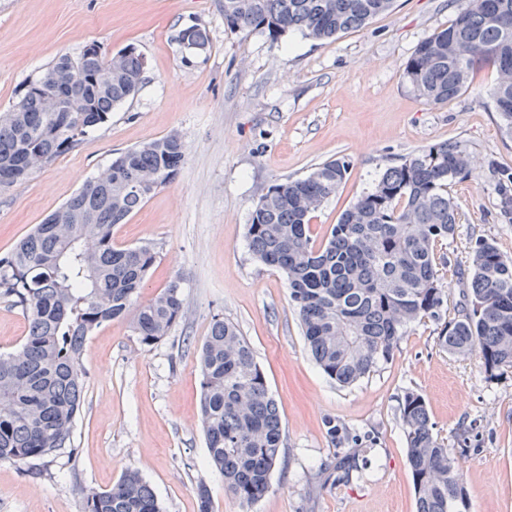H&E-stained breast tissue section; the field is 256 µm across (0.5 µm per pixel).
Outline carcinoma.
I'll list each match as a JSON object with an SVG mask.
<instances>
[{"label": "carcinoma", "instance_id": "cac0c4a2", "mask_svg": "<svg viewBox=\"0 0 512 512\" xmlns=\"http://www.w3.org/2000/svg\"><path fill=\"white\" fill-rule=\"evenodd\" d=\"M393 0H224V25L233 32L266 31L276 39L299 31L327 40L362 27L389 10ZM459 38L470 56L448 54ZM512 54V0H468L448 27L421 41L404 75L429 104H444L469 87L483 64L499 79L488 90L504 132L512 137V72L491 54ZM78 57L60 56L29 81L16 111L0 120V189L29 176L28 159L47 162L108 121L112 110L136 95L144 71L134 52L124 76L102 86L97 73L110 67L100 46ZM56 75L65 111L48 112L41 91ZM185 146L171 133L118 153L103 174L110 189L91 179L57 212L0 257V296L28 321L20 347L0 357V462L34 465L60 448L72 447L73 425L84 402L81 354L88 336L125 317L143 288L157 252L142 244L123 247L113 228L176 175ZM470 165L456 141L421 150L380 173L374 187L341 215L321 244L311 221L320 206L347 180L349 163L333 159L307 177L271 185L258 199L247 224L250 250L262 264L281 271L303 327L310 353L325 375L352 385L386 359L408 325L429 319L440 325L437 344L450 355L477 350L485 374L499 378L512 368V260L494 243L477 242L470 272L472 308L446 321V288L439 273L438 242L454 236L458 211L448 180ZM150 174L146 191L130 185ZM497 207L512 221V169L497 171ZM91 212L87 224L73 218ZM184 314L180 284L173 281L140 303L132 328L141 345L161 342ZM200 417L211 467L225 490L243 505L266 495L282 445V421L265 376L234 324L215 317L199 351ZM417 512H470V500L452 453L434 432L423 396L407 390L399 402ZM331 443L354 435L326 420ZM354 453L340 452L326 481L348 483L364 470ZM197 512H213L208 487H196ZM83 512H162L151 486L128 470L111 487L85 496Z\"/></svg>", "mask_w": 512, "mask_h": 512}]
</instances>
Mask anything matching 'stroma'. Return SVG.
I'll return each mask as SVG.
<instances>
[{"instance_id": "35a3bbf8", "label": "stroma", "mask_w": 512, "mask_h": 512, "mask_svg": "<svg viewBox=\"0 0 512 512\" xmlns=\"http://www.w3.org/2000/svg\"><path fill=\"white\" fill-rule=\"evenodd\" d=\"M468 0H394L389 11L336 39L290 31L279 38L224 25L221 0H0V111L61 55L89 43L105 53L132 46L146 61L140 89L108 122L29 178L0 190V252L59 209L105 170L114 153L178 133V175L116 225L117 244L154 243L157 258L141 299L179 280L184 315L167 337L142 346L129 320L86 340L84 405L73 445L30 469L0 463V512H82L90 491L140 470L164 512H197L206 483L215 512H416L399 419L405 391L421 394L439 438L466 440L459 469L471 512H512V369L485 378L479 353L452 356L429 320L408 326L389 358L351 386L313 361L288 283L259 262L247 224L259 197L284 179L306 177L342 158L349 175L315 213L324 240L343 210L378 174L438 142L469 153V173L448 184L458 206L453 238L439 250L446 319L469 309L472 248L492 241L512 259V223L497 207V171L512 168V139L486 91L497 79L482 66L472 85L444 105L417 96L404 67L419 42L447 27ZM196 26L204 48L181 30ZM250 344L282 419V447L269 492L240 504L206 464L200 422L198 352L214 315ZM358 441L368 467L352 481L326 483L338 452L326 419Z\"/></svg>"}]
</instances>
